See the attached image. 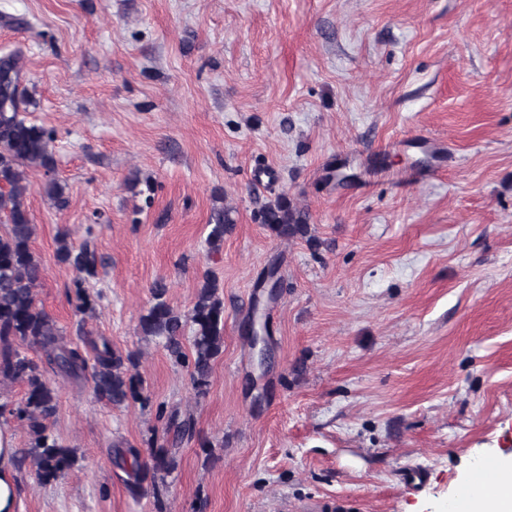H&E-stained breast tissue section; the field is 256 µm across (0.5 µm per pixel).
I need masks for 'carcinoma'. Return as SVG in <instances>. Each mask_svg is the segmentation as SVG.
I'll return each mask as SVG.
<instances>
[{
    "mask_svg": "<svg viewBox=\"0 0 512 512\" xmlns=\"http://www.w3.org/2000/svg\"><path fill=\"white\" fill-rule=\"evenodd\" d=\"M20 59L19 52L0 57V380L22 382L25 393L15 404H0V413L6 411L26 425L35 449L31 457L36 476L42 482H50L65 478L75 457L47 425L57 411L58 393L45 376L46 369L74 380L91 381L96 397L116 408L131 402L144 406L148 397L144 396L143 381L136 372L134 354L114 349L104 337L91 339L83 346L67 340L54 319L37 303L35 289L43 279L44 267L31 247L35 224L28 206V171L44 172V194L55 206H63L67 197L66 185L51 176L56 166L52 132L19 111L16 93L21 80ZM255 220L280 239L301 237L312 246L319 245L311 234L305 211L284 194L264 205ZM213 221L207 243L209 252L217 253L234 224L231 210H216ZM56 243L58 262L76 272L72 282L76 308H93L86 282L97 275L95 249L88 241L74 246L65 232L58 234ZM166 293L164 283H154L152 302L140 317L141 333L161 341L169 358L188 369L197 392L202 394L224 348V299L220 286L212 273H205L187 316L168 303ZM188 324L193 328L189 348L182 341ZM27 347L38 348L41 358L36 361L29 357ZM113 456L118 465L132 461L138 472L130 486L134 494L142 490L146 479L170 476L178 468L176 455L162 446L148 462L140 461L139 450L132 446L113 448Z\"/></svg>",
    "mask_w": 512,
    "mask_h": 512,
    "instance_id": "carcinoma-1",
    "label": "carcinoma"
}]
</instances>
